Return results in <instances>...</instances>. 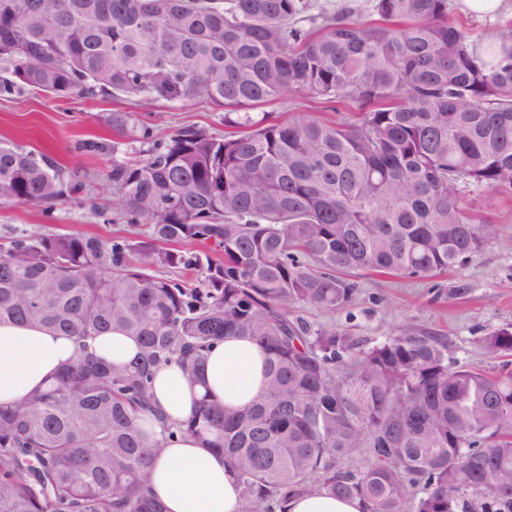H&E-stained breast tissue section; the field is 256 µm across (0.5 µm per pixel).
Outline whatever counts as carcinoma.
Wrapping results in <instances>:
<instances>
[{"mask_svg": "<svg viewBox=\"0 0 512 512\" xmlns=\"http://www.w3.org/2000/svg\"><path fill=\"white\" fill-rule=\"evenodd\" d=\"M373 2L361 20L312 0H0V95L203 98L228 128L165 141L139 128L144 154L108 173L125 223L147 225L136 236L0 248V322L82 348L119 331L140 347L126 364L82 354L0 405V512H167L148 482L175 430L224 456L243 512L310 492L363 512H512L509 363L487 372L436 336L376 342L295 316L351 303L361 271L463 269L496 225L472 223L462 189L512 196V26L479 41L448 0ZM289 92L347 116L261 111ZM108 122L134 129L129 112ZM74 190L46 155L0 142L1 201L44 210ZM227 336L266 354L264 392L234 410L204 394L163 423L154 369L174 362L200 381ZM481 342L511 355L512 325Z\"/></svg>", "mask_w": 512, "mask_h": 512, "instance_id": "carcinoma-1", "label": "carcinoma"}]
</instances>
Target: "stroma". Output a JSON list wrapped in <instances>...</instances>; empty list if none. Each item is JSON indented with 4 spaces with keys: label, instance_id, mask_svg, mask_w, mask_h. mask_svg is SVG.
Segmentation results:
<instances>
[{
    "label": "stroma",
    "instance_id": "35a3bbf8",
    "mask_svg": "<svg viewBox=\"0 0 512 512\" xmlns=\"http://www.w3.org/2000/svg\"><path fill=\"white\" fill-rule=\"evenodd\" d=\"M117 111L132 113L135 123L151 125L160 140L188 125L215 134L224 131L223 110L202 98L160 103L146 110L109 95L54 98L25 91L0 96V140L47 155L73 171L77 183L65 203L46 212L0 202V246L22 234L109 238L122 229L106 172L114 156H133L141 144L113 132L107 117ZM461 198L477 223L497 227L496 237L462 271L411 281L365 274L348 307L327 312L304 306L299 315L311 324H333L349 335L375 341L394 331L438 336L459 364L497 368L499 358L489 354L480 340L512 324V199L473 186L465 188Z\"/></svg>",
    "mask_w": 512,
    "mask_h": 512
}]
</instances>
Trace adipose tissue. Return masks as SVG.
I'll return each instance as SVG.
<instances>
[{
	"label": "adipose tissue",
	"instance_id": "1",
	"mask_svg": "<svg viewBox=\"0 0 512 512\" xmlns=\"http://www.w3.org/2000/svg\"><path fill=\"white\" fill-rule=\"evenodd\" d=\"M79 351L73 338L40 326L0 323V404L22 402ZM265 364L266 356L255 344L225 338L210 350L206 387L193 385L177 364L156 369L155 403L171 424L193 414L205 388L227 408H237L263 392ZM151 490L168 512H242L237 481L223 457L187 435L166 441L151 475Z\"/></svg>",
	"mask_w": 512,
	"mask_h": 512
}]
</instances>
